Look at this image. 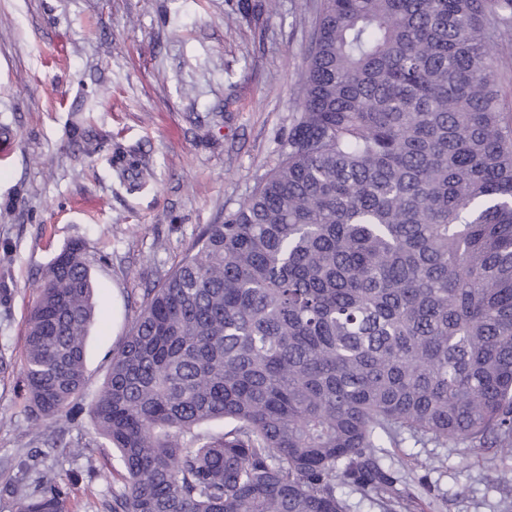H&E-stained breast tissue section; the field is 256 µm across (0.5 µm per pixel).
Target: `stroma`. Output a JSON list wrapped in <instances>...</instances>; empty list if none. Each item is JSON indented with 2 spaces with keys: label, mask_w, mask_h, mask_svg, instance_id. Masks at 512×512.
<instances>
[{
  "label": "stroma",
  "mask_w": 512,
  "mask_h": 512,
  "mask_svg": "<svg viewBox=\"0 0 512 512\" xmlns=\"http://www.w3.org/2000/svg\"><path fill=\"white\" fill-rule=\"evenodd\" d=\"M317 0H0V512H16L28 453L58 444L74 477L68 512H110L116 453L89 416L33 421L23 410L26 318L45 270L85 245L97 314L85 399L103 386L133 305L210 224L223 223L279 160ZM84 105L98 140L85 155L67 125ZM150 173L131 187L124 169ZM495 448L391 449L385 465L411 512H512Z\"/></svg>",
  "instance_id": "stroma-1"
}]
</instances>
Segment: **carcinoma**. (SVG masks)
Returning a JSON list of instances; mask_svg holds the SVG:
<instances>
[{
  "mask_svg": "<svg viewBox=\"0 0 512 512\" xmlns=\"http://www.w3.org/2000/svg\"><path fill=\"white\" fill-rule=\"evenodd\" d=\"M512 0H320L277 165L132 318L88 406L112 512H384L405 437L512 456ZM73 137L96 152L83 109ZM80 242L27 318L25 411L77 420ZM224 422L219 433L212 423ZM17 512H66L52 468ZM341 492L349 505L348 512H384L378 505L375 496L366 497L352 487H344Z\"/></svg>",
  "mask_w": 512,
  "mask_h": 512,
  "instance_id": "carcinoma-1",
  "label": "carcinoma"
}]
</instances>
